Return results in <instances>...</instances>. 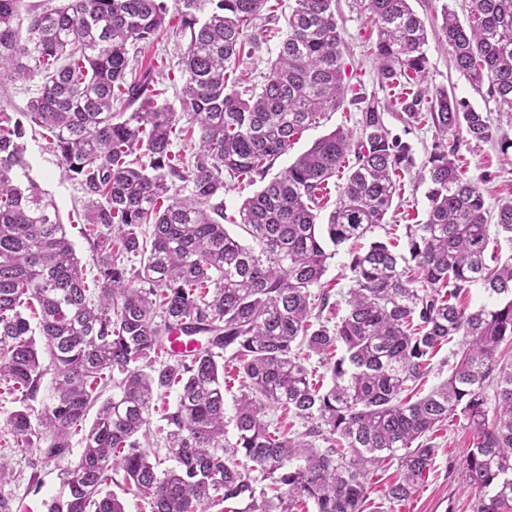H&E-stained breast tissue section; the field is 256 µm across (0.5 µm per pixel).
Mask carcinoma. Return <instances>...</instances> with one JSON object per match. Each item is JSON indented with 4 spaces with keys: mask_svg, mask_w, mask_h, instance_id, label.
Returning <instances> with one entry per match:
<instances>
[{
    "mask_svg": "<svg viewBox=\"0 0 512 512\" xmlns=\"http://www.w3.org/2000/svg\"><path fill=\"white\" fill-rule=\"evenodd\" d=\"M22 2L0 0V92L42 78L24 116L50 134L85 192L98 271L93 301L56 202L29 176L26 127L0 113V379L20 403L7 419L14 447L61 471L48 512H125L108 490L120 471L151 512L228 502L245 507L227 512H304L310 502L315 512H365L368 468L397 466L387 497L405 500L432 465L434 433L456 417L470 432L472 512H512V258L487 254L483 194L448 144L456 129L490 140L488 113L444 88L404 102L440 134L418 172L429 209L406 226L407 254L381 241L355 246L385 223L397 178L416 167L373 102L356 129L322 136L242 202L232 223L251 237L244 244L224 227V176L266 177L350 89L336 0H294L258 89L229 72L258 47L249 29L268 0H209L203 20L199 0H174L189 39L178 112L156 102L153 66L133 70L128 51L167 35L166 0H64L25 20ZM362 2L377 28L380 84H420L428 32L409 0ZM441 31L470 85L512 112V0H471L464 22L446 9ZM194 125L192 154L173 152ZM344 169L323 222L329 180ZM497 225L512 243V200ZM349 242L347 309L332 325L322 314L339 303L311 288L327 244ZM131 257L140 268L130 276ZM475 285L493 307L464 302ZM455 338L448 379L418 396L436 350ZM302 350L325 363L328 384L315 382ZM228 363L243 387L229 419ZM49 372L52 401L35 427L26 402ZM110 386L119 392L103 397ZM173 390L163 420L174 465L160 470L139 437L154 401ZM271 407L305 431L270 429ZM74 434L82 452L72 461Z\"/></svg>",
    "mask_w": 512,
    "mask_h": 512,
    "instance_id": "1",
    "label": "carcinoma"
}]
</instances>
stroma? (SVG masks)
Instances as JSON below:
<instances>
[{"mask_svg": "<svg viewBox=\"0 0 512 512\" xmlns=\"http://www.w3.org/2000/svg\"><path fill=\"white\" fill-rule=\"evenodd\" d=\"M294 0H268L267 9L255 19L250 33L261 40L255 54L245 59L240 70L252 80L261 83L267 71V61L275 51L274 42L266 41L267 29L285 30L286 19ZM411 6L425 22L428 30L427 56L429 70L428 88H446L457 96L466 98L473 107L487 112L493 136L486 142H477L459 130L454 139L459 147V160L468 177L477 179L489 212H496L504 201L512 199V112H501L486 93L476 92L454 67L451 51L441 32L442 12L450 9L458 17L467 14V0H412ZM336 20L341 30L343 60L360 74L358 95L385 106V122L393 134L410 144L417 165H424L435 141L436 130L432 123L410 118L400 107L394 106V97L403 96V88H382L378 81L377 64L370 47L376 40V31L369 14L360 0H336ZM188 40L176 32H168L161 41L150 45H135L129 49L134 67L155 65L160 74L156 86L160 91L159 103L178 108L182 87L177 75L187 51ZM359 106L348 101L335 111L327 112L321 123L304 131L292 150L275 160L270 175L282 172L297 154L307 150L317 139L336 127L354 128ZM27 159L30 175L41 189L49 193L59 208L62 224L74 245L77 256L85 267L87 285H94L97 274L92 241L88 237L83 209L84 192L77 180L69 178L53 149L46 131L32 127L26 133ZM429 186L420 182L415 174L401 180L398 197L381 228L374 231V239L396 244L405 243V227L424 221L429 201ZM16 407L13 395L0 385V458L14 473L13 479L0 486V498L5 499L10 512H47L46 504L59 494L62 480L59 470L52 465L32 466L30 457L16 452L7 427V417ZM469 436L463 419H453L436 433L437 445L433 465L422 485L409 500L392 503L385 496L387 484L397 477L396 469L375 470L372 478L370 500L382 512H470L471 495L465 481L464 461L468 451ZM38 474L39 485H32L31 474Z\"/></svg>", "mask_w": 512, "mask_h": 512, "instance_id": "1", "label": "stroma"}]
</instances>
